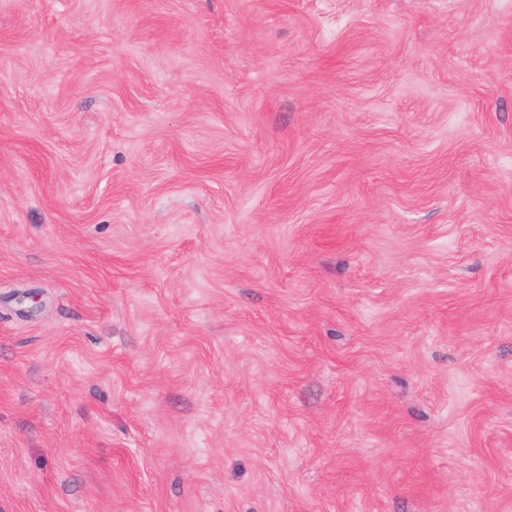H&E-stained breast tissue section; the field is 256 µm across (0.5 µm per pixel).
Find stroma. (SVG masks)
Returning a JSON list of instances; mask_svg holds the SVG:
<instances>
[{"instance_id":"35a3bbf8","label":"stroma","mask_w":512,"mask_h":512,"mask_svg":"<svg viewBox=\"0 0 512 512\" xmlns=\"http://www.w3.org/2000/svg\"><path fill=\"white\" fill-rule=\"evenodd\" d=\"M0 512H512V0H0Z\"/></svg>"}]
</instances>
